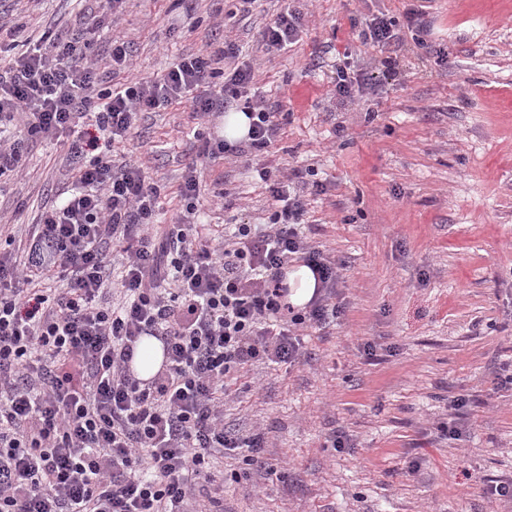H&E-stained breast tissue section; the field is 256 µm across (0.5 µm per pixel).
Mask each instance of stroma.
Here are the masks:
<instances>
[{"mask_svg":"<svg viewBox=\"0 0 512 512\" xmlns=\"http://www.w3.org/2000/svg\"><path fill=\"white\" fill-rule=\"evenodd\" d=\"M106 0H0L19 25L5 50L60 35ZM305 14L301 38L267 51L266 24ZM125 0L94 36L105 56L127 42L133 73L161 77L176 57L235 40L280 130L260 162L313 169L302 231L337 265L340 314L302 331L293 363L260 361L229 378L224 426L261 434L258 461L225 452L224 512H503L512 489V0ZM423 14L424 27L409 23ZM395 18V44L363 43L357 24ZM444 49L424 54L419 42ZM379 77L368 100L337 108L339 58ZM223 117L171 104L142 114L123 149L165 198L173 223L181 176L197 164L204 223L265 224L274 201L256 162L205 159L198 136ZM50 141L0 186V217L17 237L74 186ZM222 194L214 203L213 194ZM342 436L343 447L333 445ZM242 472L232 480V472Z\"/></svg>","mask_w":512,"mask_h":512,"instance_id":"obj_1","label":"stroma"}]
</instances>
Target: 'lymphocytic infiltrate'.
<instances>
[{
    "label": "lymphocytic infiltrate",
    "instance_id": "f902f5d3",
    "mask_svg": "<svg viewBox=\"0 0 512 512\" xmlns=\"http://www.w3.org/2000/svg\"><path fill=\"white\" fill-rule=\"evenodd\" d=\"M104 23L93 14L78 33L41 36L0 71V120L19 126L0 138V178L22 173L42 139L63 147L78 183L31 226L23 263L0 252V512H220L213 459L260 446L225 429V380L302 356L295 328L339 312L336 264L298 230L312 188L299 169L285 177L257 166L276 203L268 224L236 225L216 249L196 222L201 173L188 168L176 220L157 232L160 192L108 154L139 113L240 106L247 137L201 138L207 159L257 155L279 125L230 41L177 58L159 79L130 75L128 47L113 41L112 70L126 78L105 85L91 41ZM302 26L300 10L278 14L263 31L267 50H287ZM295 260L319 282L300 310L286 301ZM144 336L165 356L146 381L130 368Z\"/></svg>",
    "mask_w": 512,
    "mask_h": 512
}]
</instances>
